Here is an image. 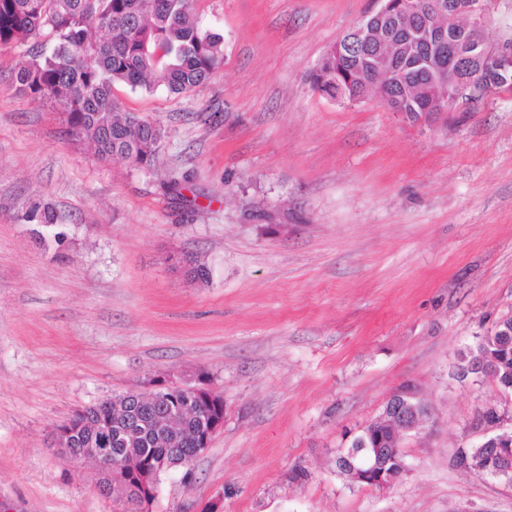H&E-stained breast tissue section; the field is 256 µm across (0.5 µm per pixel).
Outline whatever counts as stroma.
I'll return each instance as SVG.
<instances>
[{"label": "stroma", "instance_id": "obj_1", "mask_svg": "<svg viewBox=\"0 0 512 512\" xmlns=\"http://www.w3.org/2000/svg\"><path fill=\"white\" fill-rule=\"evenodd\" d=\"M373 6L195 0L223 66L188 94L115 89L164 131L148 170L98 160L59 104L17 91L48 42L0 48V512H118L52 431L201 373L224 426L192 470L162 476L153 512H512V484L452 464L483 412L512 431V396L459 370L512 317V94L414 121L313 92L309 73ZM186 252L207 283L187 279ZM406 381L433 408L406 473L350 485L345 432Z\"/></svg>", "mask_w": 512, "mask_h": 512}]
</instances>
